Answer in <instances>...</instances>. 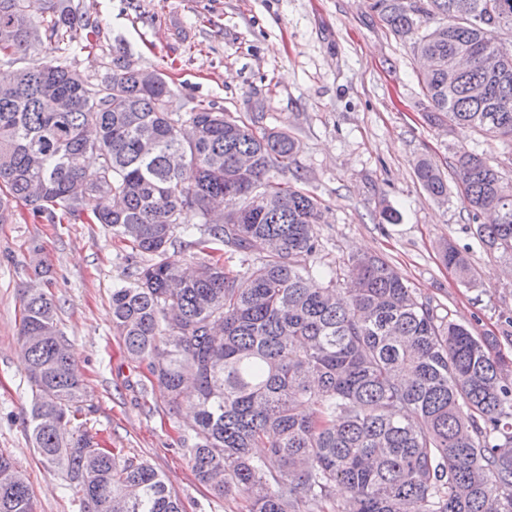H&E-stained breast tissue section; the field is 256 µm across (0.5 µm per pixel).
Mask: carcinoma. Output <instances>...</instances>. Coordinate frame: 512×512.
<instances>
[{
  "label": "carcinoma",
  "instance_id": "1",
  "mask_svg": "<svg viewBox=\"0 0 512 512\" xmlns=\"http://www.w3.org/2000/svg\"><path fill=\"white\" fill-rule=\"evenodd\" d=\"M370 9L426 61L435 121L512 143V60L489 51L512 33V0ZM79 24L90 19L71 0H0V53L45 40L61 52ZM129 59L113 52L94 79L57 58L0 72V224L17 202L35 220H81L93 195V223L148 257L134 285L112 289V327L171 403L194 400L199 481L245 497L247 512H512V358L497 340L438 315L381 257L318 262L321 203L282 179L298 140L261 126L260 105L249 120L201 104L176 115L162 74ZM415 176L448 199L436 164L417 161ZM455 190L477 238L512 260V179L463 151ZM187 208L200 225L183 229L184 247L203 254L189 275L168 256ZM226 248L242 270L226 269ZM442 259L478 286L466 254L446 243ZM20 340L33 448L83 512H183L154 467L74 424L84 387L53 295H24ZM0 512H36L2 454Z\"/></svg>",
  "mask_w": 512,
  "mask_h": 512
}]
</instances>
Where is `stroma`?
Wrapping results in <instances>:
<instances>
[{"label": "stroma", "mask_w": 512, "mask_h": 512, "mask_svg": "<svg viewBox=\"0 0 512 512\" xmlns=\"http://www.w3.org/2000/svg\"><path fill=\"white\" fill-rule=\"evenodd\" d=\"M371 0H72L90 26L66 35L68 65L95 75L112 51L164 74L171 111L213 104L284 128L300 149L286 175L321 203L322 256L344 262L377 255L403 273L418 296L478 335L512 334V266L485 249L456 195L431 200L414 166L427 159L454 177L461 151L484 154L512 174V146L449 124L430 123L410 42L394 36ZM393 208L397 223L382 220ZM466 252L481 284L462 285L439 255L443 242ZM41 256L52 285L35 279ZM135 259L110 229L89 222L35 221L18 208L0 224V454L25 474L36 512H80L63 472L45 468L29 440L31 393L20 358L22 299L46 287L84 383L86 429L101 446L147 461L185 512H246L240 496L200 483L188 450L193 407L171 404L148 385L112 330L111 293L134 283Z\"/></svg>", "instance_id": "1"}]
</instances>
